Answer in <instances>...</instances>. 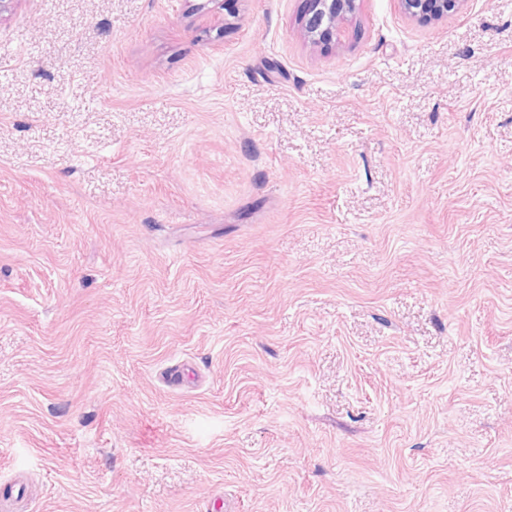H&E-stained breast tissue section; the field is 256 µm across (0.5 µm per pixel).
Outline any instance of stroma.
Wrapping results in <instances>:
<instances>
[{"label": "stroma", "mask_w": 512, "mask_h": 512, "mask_svg": "<svg viewBox=\"0 0 512 512\" xmlns=\"http://www.w3.org/2000/svg\"><path fill=\"white\" fill-rule=\"evenodd\" d=\"M302 7L0 13V512H512V0ZM305 8L299 18L300 31L310 45L336 39L345 42L350 27L356 23L363 0H303ZM467 0H397L400 13L408 20L430 23L457 12Z\"/></svg>", "instance_id": "35a3bbf8"}]
</instances>
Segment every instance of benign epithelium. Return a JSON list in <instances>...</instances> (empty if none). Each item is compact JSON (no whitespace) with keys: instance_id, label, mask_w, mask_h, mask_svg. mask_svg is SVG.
<instances>
[{"instance_id":"benign-epithelium-1","label":"benign epithelium","mask_w":512,"mask_h":512,"mask_svg":"<svg viewBox=\"0 0 512 512\" xmlns=\"http://www.w3.org/2000/svg\"><path fill=\"white\" fill-rule=\"evenodd\" d=\"M299 18L300 31L307 43L315 46L332 39L345 42L350 27L356 23L363 0H303ZM467 0H397L400 13L408 20L430 23L448 17Z\"/></svg>"}]
</instances>
